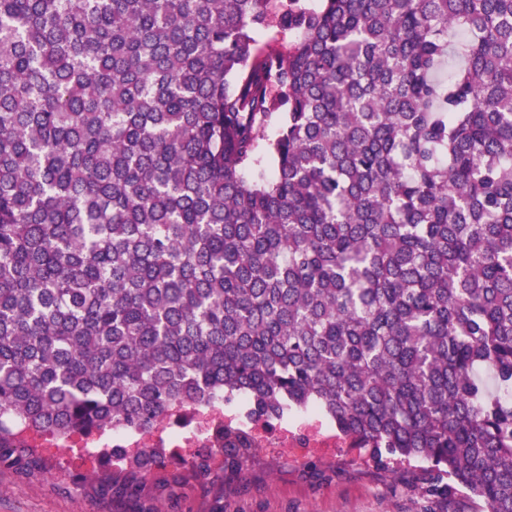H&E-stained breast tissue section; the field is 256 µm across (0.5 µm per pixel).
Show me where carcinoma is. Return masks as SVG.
<instances>
[{
    "mask_svg": "<svg viewBox=\"0 0 512 512\" xmlns=\"http://www.w3.org/2000/svg\"><path fill=\"white\" fill-rule=\"evenodd\" d=\"M237 396L512 512V0H0V463Z\"/></svg>",
    "mask_w": 512,
    "mask_h": 512,
    "instance_id": "1",
    "label": "carcinoma"
}]
</instances>
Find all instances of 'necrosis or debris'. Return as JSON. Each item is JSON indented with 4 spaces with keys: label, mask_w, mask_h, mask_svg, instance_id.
<instances>
[{
    "label": "necrosis or debris",
    "mask_w": 512,
    "mask_h": 512,
    "mask_svg": "<svg viewBox=\"0 0 512 512\" xmlns=\"http://www.w3.org/2000/svg\"><path fill=\"white\" fill-rule=\"evenodd\" d=\"M245 434L254 448H333L339 446L334 425L314 410L296 415L255 418L243 410L228 412L223 402L179 410L148 430L115 427L66 437L68 447L80 448L95 462L110 448H168L180 459L194 457L200 449L220 448L225 431Z\"/></svg>",
    "instance_id": "necrosis-or-debris-1"
}]
</instances>
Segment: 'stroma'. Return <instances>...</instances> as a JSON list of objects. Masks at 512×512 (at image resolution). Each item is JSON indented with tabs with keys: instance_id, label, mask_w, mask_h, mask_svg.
Wrapping results in <instances>:
<instances>
[{
	"instance_id": "35a3bbf8",
	"label": "stroma",
	"mask_w": 512,
	"mask_h": 512,
	"mask_svg": "<svg viewBox=\"0 0 512 512\" xmlns=\"http://www.w3.org/2000/svg\"><path fill=\"white\" fill-rule=\"evenodd\" d=\"M55 468L27 482L0 466V512H141L138 505L88 487L111 457L84 465L72 448H46ZM425 466L378 465L363 448L310 452L300 448H263L238 470L222 455L211 460L207 477H195L190 462L161 456L148 475L159 512H472L463 497L433 501L423 496Z\"/></svg>"
}]
</instances>
